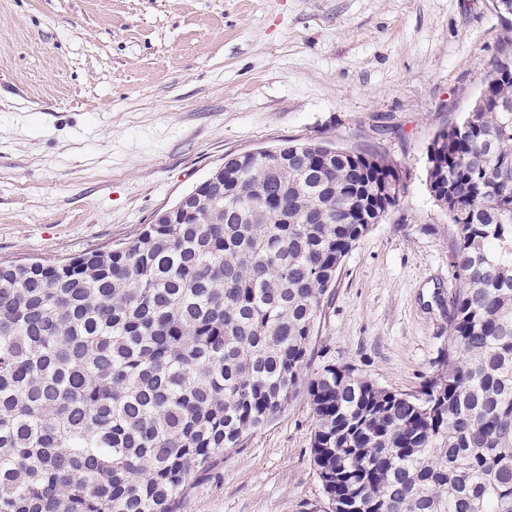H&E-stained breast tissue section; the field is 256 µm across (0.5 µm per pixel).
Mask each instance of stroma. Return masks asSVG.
Instances as JSON below:
<instances>
[{"mask_svg": "<svg viewBox=\"0 0 512 512\" xmlns=\"http://www.w3.org/2000/svg\"><path fill=\"white\" fill-rule=\"evenodd\" d=\"M510 40L494 0H0V262L130 241L228 155L377 151L401 202L343 259L313 363L416 392L459 286L428 150ZM314 430L298 392L179 512H329Z\"/></svg>", "mask_w": 512, "mask_h": 512, "instance_id": "1", "label": "stroma"}]
</instances>
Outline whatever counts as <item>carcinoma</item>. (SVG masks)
I'll list each match as a JSON object with an SVG mask.
<instances>
[{
  "instance_id": "carcinoma-1",
  "label": "carcinoma",
  "mask_w": 512,
  "mask_h": 512,
  "mask_svg": "<svg viewBox=\"0 0 512 512\" xmlns=\"http://www.w3.org/2000/svg\"><path fill=\"white\" fill-rule=\"evenodd\" d=\"M430 151L460 287L415 394L332 362L303 374L343 258L400 201L378 152L229 157L175 224L0 263V512H177L302 387L331 512H512L511 60Z\"/></svg>"
}]
</instances>
